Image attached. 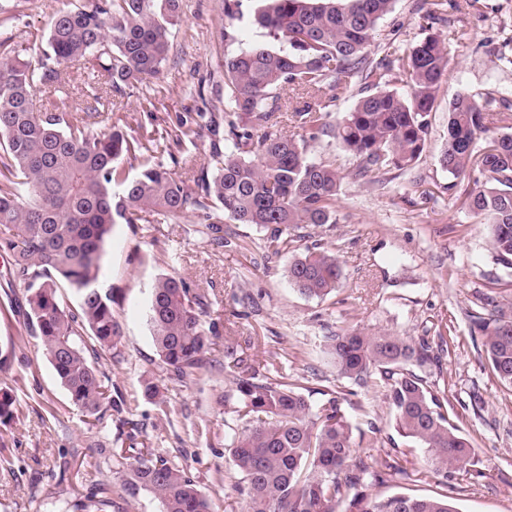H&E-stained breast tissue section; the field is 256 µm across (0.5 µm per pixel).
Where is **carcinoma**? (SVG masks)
I'll return each mask as SVG.
<instances>
[{"label":"carcinoma","mask_w":512,"mask_h":512,"mask_svg":"<svg viewBox=\"0 0 512 512\" xmlns=\"http://www.w3.org/2000/svg\"><path fill=\"white\" fill-rule=\"evenodd\" d=\"M395 0H268L253 22L269 38L287 44L272 50L258 44L224 56V150L192 184L173 177L160 157L167 138L148 130L128 134L112 126L108 96L160 73L171 49L170 26L178 0H91L58 13L38 66L18 55L0 56V252L24 284L28 328L37 336L72 405L92 429L112 409V380L99 358L117 349L122 332L112 290L102 291L103 243L112 224H151L160 218L197 214L222 241L229 219L270 230L266 247L290 249L288 231L337 223L336 201L343 176L330 161L313 160L307 143L338 140L357 161L356 175L407 171L421 160L429 117L448 75L441 38L429 34L408 52L375 57L367 47ZM477 0H427L425 25L448 21V10L475 7ZM242 0H224L230 21L224 40L235 41L231 21ZM80 65L94 86L83 105L64 98L34 104L37 91L53 83L62 67ZM406 87L401 91L398 86ZM306 92L310 100L292 112L301 131L288 136L276 112L284 91ZM354 98L352 109L329 122L336 102ZM205 125L177 123L174 142H194L202 127L218 132L214 116ZM105 130H92V124ZM512 102L488 95L478 101L462 92L448 102V137L441 165L454 176L473 177L463 204L490 227L489 249L512 271ZM483 146H478L479 142ZM147 156L131 177L123 160ZM288 281L309 298L325 299L338 288L342 268L326 244L294 256ZM80 298L79 310L64 305L61 290ZM491 290L479 296L487 316L472 321L483 338L490 369L512 387V312ZM208 295L185 278L163 274L152 287L149 325L159 358L175 376L204 366L215 352L217 325L204 327ZM89 337L90 343L84 342ZM338 375L360 388L383 391L402 437L420 445L425 465L448 485L452 473L477 465L472 443L448 414V394L421 375L439 363L427 338L390 332L336 330L323 337ZM243 358L224 350V372L235 385L242 431L230 452L241 475L246 512H457L448 496L406 493L376 496L365 488L412 480L398 456L380 467L352 448V429L342 405L352 389L336 385L309 400L286 376L253 370L236 375ZM15 397L0 387V421L14 418ZM128 460L124 490L151 492L159 512H211L197 483L143 444L113 453Z\"/></svg>","instance_id":"cac0c4a2"}]
</instances>
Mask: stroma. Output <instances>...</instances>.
<instances>
[{
  "instance_id": "obj_1",
  "label": "stroma",
  "mask_w": 512,
  "mask_h": 512,
  "mask_svg": "<svg viewBox=\"0 0 512 512\" xmlns=\"http://www.w3.org/2000/svg\"><path fill=\"white\" fill-rule=\"evenodd\" d=\"M87 0H12L0 14L6 50L38 63L43 43L33 33L48 31L63 10ZM418 0H397L378 32L385 53H400L424 38ZM263 0H243L236 40L224 41V0H180L172 28L173 48L159 75L112 98V116L165 132L178 119L198 113L223 117L224 56L228 49L269 44L252 17ZM448 53L423 157L415 169L380 173L369 182L356 177V162L333 138L310 144L316 159L335 161L345 179L337 221L300 230L296 252L332 243L343 271L336 293L326 299L300 295L286 275L288 254L266 249V229L223 224V244L212 241L194 215L158 224L117 223L105 245L100 283L114 289V313L123 336L100 367L112 379L119 410L88 430L84 413L72 406L57 381L40 340L10 302L25 290L0 257V387L14 391L17 416L0 423V512H58L64 502L96 495L103 512H158L153 494L121 490L124 469L112 456L138 426L157 455L183 468L213 502L214 512H241L244 497L229 444L241 424L232 384L222 367L205 365L184 378L160 361L147 322L149 290L157 277L175 273L204 288L211 320L218 322L217 348L232 347L248 367L288 375L319 400L322 388L338 384L337 371L321 345L337 328L395 332L446 342L442 367L429 380L446 390L454 422L474 444L481 476L455 472L447 484L423 462L419 445L396 430L380 390L356 388L344 405L352 442L361 456L384 460L398 451L416 481H393L379 495L405 492L447 495L458 512H512V388L490 372L481 342L471 336L477 296L501 281L500 301L512 307V285L488 247V229L462 204L470 182L454 177L439 159L446 142L448 102L457 93H494L512 99V66L499 56L512 37V0H479L469 14L433 28ZM215 138L202 131L196 143L172 146L164 163L186 180L207 162ZM162 385L166 410L144 394V382Z\"/></svg>"
}]
</instances>
